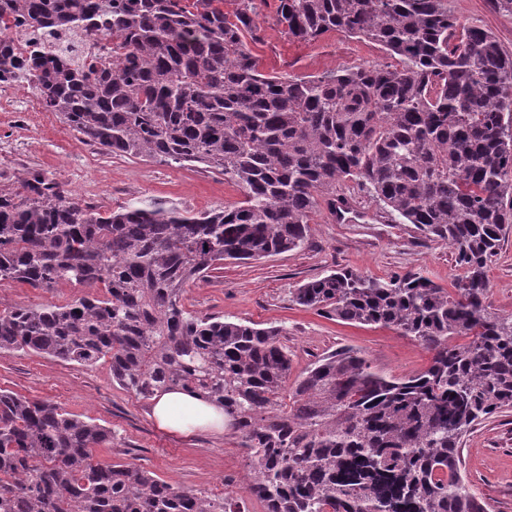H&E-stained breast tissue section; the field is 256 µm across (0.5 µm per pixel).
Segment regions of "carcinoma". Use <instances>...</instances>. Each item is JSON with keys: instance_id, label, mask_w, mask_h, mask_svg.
Segmentation results:
<instances>
[{"instance_id": "1", "label": "carcinoma", "mask_w": 512, "mask_h": 512, "mask_svg": "<svg viewBox=\"0 0 512 512\" xmlns=\"http://www.w3.org/2000/svg\"><path fill=\"white\" fill-rule=\"evenodd\" d=\"M0 0V78L112 154L209 169L235 205L111 212L28 171L0 184V281L101 284L104 296L0 310V350L92 365L143 399L183 390L224 408L266 512H487L462 471L464 437L512 410V313L486 270L512 230V55L448 0H278L290 38H367L397 59L322 77L260 73L266 0ZM112 39L27 46L17 27ZM353 181L404 224L448 243L463 274L380 279L332 270L296 303L419 342L429 366L394 377L345 347L292 376L282 329L199 316L186 286L231 260L302 248L319 198ZM469 336L465 344L455 339ZM111 430L0 391V512H243L96 449Z\"/></svg>"}]
</instances>
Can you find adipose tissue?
<instances>
[{
    "instance_id": "obj_1",
    "label": "adipose tissue",
    "mask_w": 512,
    "mask_h": 512,
    "mask_svg": "<svg viewBox=\"0 0 512 512\" xmlns=\"http://www.w3.org/2000/svg\"><path fill=\"white\" fill-rule=\"evenodd\" d=\"M151 412L162 427L176 433L188 434L197 429L218 434L224 431L223 408L181 390L157 394L152 400Z\"/></svg>"
}]
</instances>
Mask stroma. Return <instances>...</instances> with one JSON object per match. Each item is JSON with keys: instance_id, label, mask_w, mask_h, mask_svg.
Wrapping results in <instances>:
<instances>
[{"instance_id": "1", "label": "stroma", "mask_w": 512, "mask_h": 512, "mask_svg": "<svg viewBox=\"0 0 512 512\" xmlns=\"http://www.w3.org/2000/svg\"><path fill=\"white\" fill-rule=\"evenodd\" d=\"M276 7L277 0H267L258 18L263 40L253 45L252 53L261 72L318 77L392 61L382 46L344 32L330 31L307 41L288 38L275 24ZM448 8L461 23L491 31L512 52V12L497 0H448ZM27 169L42 172L105 212L134 203L197 212L243 198L240 188L221 174L116 156L87 143L56 113L45 110L34 117L0 105V176L11 178ZM336 192L368 212V219L340 224L327 203H320L302 248L258 261H225L207 280L190 284L184 305L202 316L282 328L281 342L297 373L343 346L361 349L374 368L390 375L422 371L431 354L411 338L388 328L326 317L292 298L294 288L339 268L376 278L420 270L448 289L462 274L445 242L412 224L376 221L382 206L355 183L338 186ZM487 275L488 304L497 312L512 313V235ZM84 293V288L66 281L48 289L6 281L0 283V309L62 305ZM0 390L56 404L109 428L112 444L97 449L100 462L130 463L175 486L241 501L248 512H259L260 502L246 490L248 460L239 439L203 432L182 437L161 429L150 416L149 400L113 383L109 360L81 365L36 353L0 351ZM462 462L488 512H512V411L494 415L466 436Z\"/></svg>"}]
</instances>
